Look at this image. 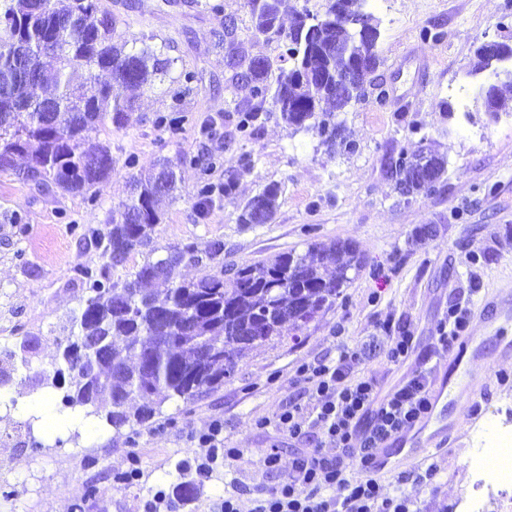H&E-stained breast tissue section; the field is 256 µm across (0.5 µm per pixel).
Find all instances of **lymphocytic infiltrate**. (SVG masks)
Wrapping results in <instances>:
<instances>
[{
    "label": "lymphocytic infiltrate",
    "mask_w": 512,
    "mask_h": 512,
    "mask_svg": "<svg viewBox=\"0 0 512 512\" xmlns=\"http://www.w3.org/2000/svg\"><path fill=\"white\" fill-rule=\"evenodd\" d=\"M471 323V304L456 301L439 319L435 350H443ZM369 351L345 342L329 362L301 365L297 383L302 403H290L274 426L298 444L288 472L280 470L277 449L262 459L274 483L257 489L250 502L239 493L225 495L217 512H418L407 484L434 487L438 470L421 465L399 477L392 493H384L373 461L377 449L392 435L413 425L429 409L433 358L419 366L388 392L362 372Z\"/></svg>",
    "instance_id": "1"
}]
</instances>
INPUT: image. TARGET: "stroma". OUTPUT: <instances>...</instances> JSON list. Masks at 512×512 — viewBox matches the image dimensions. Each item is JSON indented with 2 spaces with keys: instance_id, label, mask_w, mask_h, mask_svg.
Listing matches in <instances>:
<instances>
[{
  "instance_id": "obj_1",
  "label": "stroma",
  "mask_w": 512,
  "mask_h": 512,
  "mask_svg": "<svg viewBox=\"0 0 512 512\" xmlns=\"http://www.w3.org/2000/svg\"><path fill=\"white\" fill-rule=\"evenodd\" d=\"M205 2L101 0L117 20V35L167 44L176 70L195 71L198 80L181 102L177 135L156 122L170 106L161 84L140 95L126 127L100 132L114 164L97 203L0 173V351L13 350L25 336L37 339L31 365L19 367L12 386L0 392V512H143L157 491H172L182 470L196 469L204 451L191 435L218 420L225 442L242 454L201 476L195 499L182 510L215 512L225 491L271 484L260 461L265 449L277 447L283 463L291 462L294 446L273 421L299 397L298 366L334 359L338 341H371L389 318L428 350L449 303L464 298L479 305L497 283L512 281V115L491 118L480 96L495 82L512 97V84L491 71H473L482 43L512 41V25L499 26L512 21V0H369L380 28L374 81L387 100L381 106L369 97L337 113L357 148L333 153L316 131L282 123L269 103L257 133L242 135L236 107L249 90L229 62L275 60L282 45L252 34L245 0H220L219 14ZM228 18L235 24L229 41ZM427 28L439 39L424 40ZM423 143L447 158V178L434 192L401 197L391 165L399 151L411 153ZM185 153L214 160L213 184L238 172L237 190L198 210L200 171L181 167L175 199L161 203L163 219L153 234L158 254L188 241L204 250L219 239L225 263L244 265L302 253L312 243L348 241L362 259L358 275L297 341L255 350L221 388L189 403L165 401L150 424L115 430L79 408L48 432L27 414L6 409V400L40 395L61 412V390L38 386L36 376L63 368L69 319L88 297L79 271L100 264L99 250L81 232L100 227L126 201L133 173ZM130 157L137 161L132 169L125 165ZM244 157L251 168L242 173ZM269 183L280 189L274 220L240 223L243 204ZM424 224L436 225L437 233L420 242L414 231ZM499 425L512 427V383L494 381L468 431L431 455L439 483L413 488L421 512H455L468 486L470 449L482 447ZM134 466L138 480L118 482V474ZM92 487L98 490L93 497Z\"/></svg>"
}]
</instances>
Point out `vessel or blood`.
Listing matches in <instances>:
<instances>
[{"mask_svg":"<svg viewBox=\"0 0 512 512\" xmlns=\"http://www.w3.org/2000/svg\"><path fill=\"white\" fill-rule=\"evenodd\" d=\"M481 311L473 330L438 356L427 415L382 444L373 463L376 473H395L446 447L464 425L463 418H449V403L478 402L498 375L499 362L512 358V336L507 333L512 327V287L499 288L496 301H483ZM478 360L484 363L479 372L473 368Z\"/></svg>","mask_w":512,"mask_h":512,"instance_id":"1","label":"vessel or blood"}]
</instances>
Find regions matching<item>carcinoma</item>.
Segmentation results:
<instances>
[{
  "mask_svg": "<svg viewBox=\"0 0 512 512\" xmlns=\"http://www.w3.org/2000/svg\"><path fill=\"white\" fill-rule=\"evenodd\" d=\"M290 0H246L251 29L256 35L275 36L284 44L292 66L279 68L276 82H268L274 61L254 58L241 73L251 98L272 100L283 123L294 130L315 129L328 147L345 142L340 122L323 117L330 104L343 112L367 95L380 64L377 42L366 43L336 26L328 14L295 12L289 28L281 24ZM116 20L101 9L99 0H0V171L15 170V160L28 164L18 174L42 180L65 193L88 195L97 202L101 187L112 176V149L99 143L85 148L90 134L111 124L124 127L133 102L114 96L113 88L151 89L169 82L166 92L175 100L189 89L197 75H171L174 60L165 46L148 39H115ZM29 51L35 74L18 66L20 50ZM475 70L493 69L512 80V53L489 59L476 50ZM501 68H492L493 64ZM110 81L100 82L98 72ZM51 82L55 93L34 97L30 89ZM260 112L240 110L239 126L246 137L255 135ZM175 135L181 129V109L157 118ZM199 159L179 156L160 162L144 178L133 179L130 198L122 204L120 220L92 230L101 265L80 275L90 295L72 323L77 340L64 348L69 389L62 398L68 408L83 407L85 416H101L113 428L142 425L160 412L145 402L149 397H177L193 401L224 385L237 364L254 350L298 333L328 309L358 271L360 256L346 241L329 247L308 245L303 253L289 251L263 261L186 280L180 267L198 261L197 245L187 242L160 258L156 249L122 287L112 284L111 269L126 262L137 248L152 243L161 214L157 203L176 189L177 169ZM426 167L429 182L418 179ZM400 191L429 193L444 181L446 159L423 145L418 153L399 152L391 166ZM236 176L216 189L205 181L198 208L215 194L233 195ZM279 186L269 183L242 209V224H269L274 220ZM213 348L208 357L200 346ZM32 338H24L8 358H0V387L11 382L17 364H29ZM196 484L182 481L172 492L174 507L190 503Z\"/></svg>",
  "mask_w": 512,
  "mask_h": 512,
  "instance_id": "cac0c4a2",
  "label": "carcinoma"
}]
</instances>
